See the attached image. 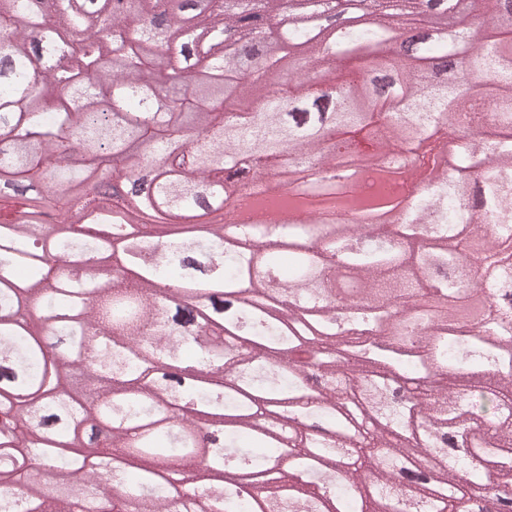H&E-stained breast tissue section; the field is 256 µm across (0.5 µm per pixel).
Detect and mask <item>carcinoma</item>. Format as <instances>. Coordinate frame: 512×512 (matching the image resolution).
<instances>
[{
    "mask_svg": "<svg viewBox=\"0 0 512 512\" xmlns=\"http://www.w3.org/2000/svg\"><path fill=\"white\" fill-rule=\"evenodd\" d=\"M55 2L44 13L0 0V183L14 188L0 193V363L14 372L0 386V512H512V40L474 43L482 0L464 27L404 55L384 53L395 28L342 4L345 33L328 48L400 79L388 110L362 95L335 121L367 131L379 152L404 138L418 146L444 123L452 131L447 163L396 231L353 226L364 246L351 254L327 224H283L273 240L265 224L233 236L205 220L247 185L244 155L334 161L320 140L330 125L293 128L284 116L295 98H254L237 61L274 32L278 54L264 68L279 82V60L317 49L323 28L270 25L243 40L221 8L212 25L224 52L197 45L189 72L181 59L198 36L183 19H170L166 43L136 8L117 21ZM94 20L122 31L97 56ZM40 47L66 86L51 116L52 87L32 74ZM443 57L474 84L421 65ZM164 77L175 96L160 105ZM101 98L111 111L88 109ZM155 159L165 167L129 212L155 234L125 220L97 238L71 232L111 224L85 196ZM369 175L385 197L400 185L377 162ZM18 201L27 206L10 210ZM419 227L433 244L415 254ZM115 238L126 266L108 274L91 260H109ZM448 265L470 277L432 278ZM348 290L357 334L339 343ZM245 291L249 303H237ZM35 295L29 322L19 314ZM200 323L223 342L204 345ZM178 406L194 415L175 420ZM451 436L466 453L438 457L426 490L395 483L404 462L445 452Z\"/></svg>",
    "mask_w": 512,
    "mask_h": 512,
    "instance_id": "1",
    "label": "carcinoma"
}]
</instances>
